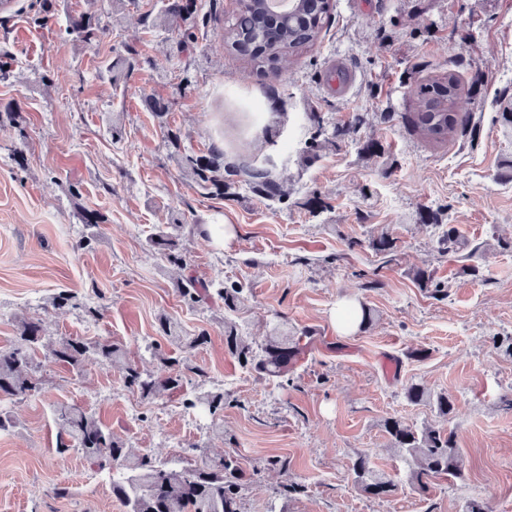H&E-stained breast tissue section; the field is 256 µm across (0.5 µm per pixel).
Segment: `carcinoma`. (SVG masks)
I'll use <instances>...</instances> for the list:
<instances>
[{
  "instance_id": "1",
  "label": "carcinoma",
  "mask_w": 512,
  "mask_h": 512,
  "mask_svg": "<svg viewBox=\"0 0 512 512\" xmlns=\"http://www.w3.org/2000/svg\"><path fill=\"white\" fill-rule=\"evenodd\" d=\"M332 10V0H291L288 13L275 15L267 0H249L224 22V46L234 49L245 43L252 54L249 60L258 68L275 73L286 59L313 45L320 37ZM196 12L195 0H165L156 17V27H164L172 17L191 18ZM103 28L97 18L80 15L71 20L70 32L78 40L90 43L98 39ZM134 63L128 56L108 60L105 72L115 81ZM459 83L453 72L419 88L420 111L410 116L414 129L427 141L443 144L468 127L471 116L455 111ZM181 168L189 172L196 182L211 195L224 194V176H246L245 182L254 191L268 197L277 195V184L267 170L250 167L239 170L224 165V152L214 146L204 155L182 154ZM194 228L180 218L171 222L149 238V246L161 260L173 265H187L180 241ZM181 301L194 308L209 302H221L224 310L236 311L244 301L243 289L224 285V281H204L193 275L176 283ZM53 308L71 306L83 308L87 316L95 318L99 310L82 305L76 296L60 291L49 299ZM159 329L168 340L182 348L194 349L207 341L202 330L189 336L170 318L158 319ZM19 343L9 350H0V396L20 397L41 392L42 379L34 365L32 353L44 345L39 323L21 318L17 321ZM224 342L228 351L244 366L258 374L290 381L291 361L298 350L295 337L277 332L255 346L244 339L236 323L224 322ZM54 360L80 370L87 355L122 370L125 388L144 399H152L164 392L182 386L183 374L179 361L154 348L161 368L148 373L126 358L122 345L111 341H85L63 338L49 345ZM406 396L414 404H432L440 414L446 415L452 405L445 394L434 395L420 384H412ZM227 398L222 391H207L184 401L185 408L202 407L211 417L217 432H224L222 416ZM53 412L59 424L56 453L64 459L75 450L93 467L112 471V494L127 512H241V491L248 480L239 461L232 455L220 457L199 456V459L180 468L169 466L152 453L128 451L123 442L95 415L76 404L54 403ZM384 428L393 446L402 456L410 459L414 467L409 482L413 490L425 494L430 480L436 477L458 479L462 477L461 449L456 447L453 433L435 427L418 432L397 417L385 420ZM355 482L370 496L385 497L395 491L393 479L372 465L365 454L352 463Z\"/></svg>"
}]
</instances>
